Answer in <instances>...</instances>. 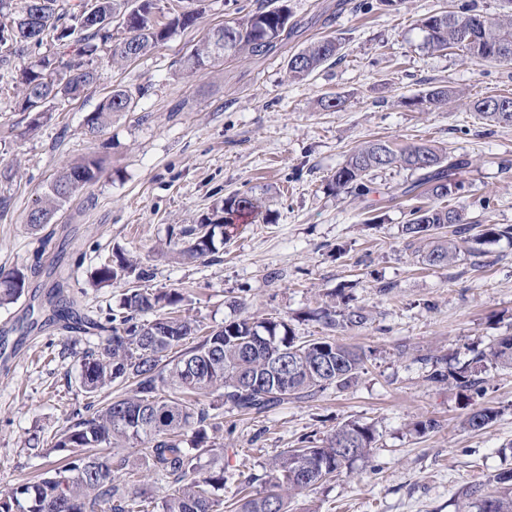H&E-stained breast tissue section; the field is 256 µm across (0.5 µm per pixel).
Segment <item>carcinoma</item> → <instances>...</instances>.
I'll list each match as a JSON object with an SVG mask.
<instances>
[{
	"mask_svg": "<svg viewBox=\"0 0 512 512\" xmlns=\"http://www.w3.org/2000/svg\"><path fill=\"white\" fill-rule=\"evenodd\" d=\"M160 0H97L101 22L92 23L75 5L68 18L57 12V0H25L22 14L11 28L14 33L9 53L0 63L10 65L22 59L32 46L42 44L51 31L57 40L82 44L75 58L64 65L50 55L22 67L18 105L24 112L43 115L47 104L58 98L80 96L95 81L94 55L101 45H111L109 61L127 62L144 56L167 40L176 28H187L195 20L193 12H183L163 26L154 15ZM123 16V34L112 32L105 19ZM288 7L263 6L245 18L224 23V45L206 40L185 54L180 65L192 73L214 65L226 56H262L275 48L288 28ZM424 46L431 51L455 48L470 60L512 63V14L501 18L480 13L459 15L443 11L421 21ZM341 42L323 39L292 54L287 66L290 77L302 80L339 55ZM141 88L122 86L112 90L96 111L85 120L94 134L112 114L136 109ZM451 90L445 86L429 90L423 102L448 103ZM479 119L498 125H512V96H486L470 102ZM399 164L420 173L410 184L395 191L391 199L417 198L427 193L437 199L457 194L464 188L459 179L469 161L445 149L428 144L393 149L377 139L354 149L333 181L338 192L366 190L375 172ZM103 159L88 156L63 167L47 184L37 206L27 214V224L38 228L52 223L72 195L94 184L102 171ZM256 209L247 195L224 201L223 223L231 224ZM402 232L428 241L430 232L451 229L446 240L428 241L423 262L444 267L461 251L478 254L476 244L484 239L511 237L512 229L487 224L478 235H470L478 222L456 206L415 207ZM213 221L205 220L185 232L188 247L179 251L183 259H198L216 252ZM132 269L124 258L117 264H103L95 272L99 283H110L121 272ZM26 277L14 272L0 279V306L10 304L24 292ZM182 302L179 291L151 294L138 288L124 293L119 311L106 323L97 324L96 348L80 353L81 384L91 398L112 389L116 382H129L127 396L107 400L102 406L89 405L90 413L76 414L55 435L54 449L67 455L57 471L34 483H23L0 494V512H218L215 492L224 488V470L204 476L200 459L209 448L208 430L216 427L212 411L228 404L239 412L261 414L291 399H300L330 386L348 387L364 369V354L333 336L299 342L284 320L253 321L242 318L224 324L192 347L171 359L168 352L197 332L194 322L174 311ZM155 314L147 319L145 315ZM311 318L331 332L362 326L368 321L364 309L347 306L339 311L323 308ZM297 359L300 370L288 377V385L275 383L278 361ZM512 368V336L500 338L486 349H472V357L457 366L441 356L432 362L431 378L448 381L466 399L478 392L481 374L490 366ZM198 396L212 398L205 405ZM499 415L493 407H479L469 413L464 427L481 430ZM192 432V447L183 436ZM376 443L375 430L368 424L349 422L319 445L291 448L270 460L264 488L239 501L237 512H288L296 496L314 490L324 475L351 471V465L370 456ZM146 446V471L156 478L178 485L171 494L154 498L141 488L115 482V475L128 471L127 457L118 448ZM459 512H512V468L490 476L488 482L468 486L462 492Z\"/></svg>",
	"mask_w": 512,
	"mask_h": 512,
	"instance_id": "obj_1",
	"label": "carcinoma"
}]
</instances>
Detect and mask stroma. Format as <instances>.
<instances>
[{
  "mask_svg": "<svg viewBox=\"0 0 512 512\" xmlns=\"http://www.w3.org/2000/svg\"><path fill=\"white\" fill-rule=\"evenodd\" d=\"M288 35L264 57L232 56L183 73L180 58L256 0H168L194 10L195 25L121 65L97 51L95 83L75 99L53 101L41 119L15 107L19 62L0 66V273L19 271L26 288L0 307V490L60 465L52 438L88 397L80 359L64 349L80 335L53 318L64 304L102 321L128 288L175 289L182 314L202 331L249 317L285 319L295 336L325 335L308 314L349 301L365 325L337 330L361 349L365 370L334 387L259 416L224 406L204 468H223L220 512H232L244 484L262 489L267 461L333 434L350 421L372 424L376 443L317 489L293 499V512H454L451 501L501 468L512 445V369L488 368L483 395L467 400L431 379L432 356L457 362L472 348L512 336V239L484 241L444 267L422 260L424 244L402 232L412 202L389 194L413 181L401 167L377 171L366 194L337 191L333 175L348 154L375 139L403 149L443 147L470 162L463 194L449 203L486 224L512 225V126H487L469 100L512 94V65L423 49L422 19L443 11L502 12L501 0H286ZM325 37L343 42L338 59L304 80L287 60ZM142 87L132 112L113 114L97 134L87 114L120 87ZM434 86L443 106H411ZM340 98L327 110L323 97ZM107 163L98 181L72 197L54 223L30 230L26 217L62 167L87 155ZM257 211L229 225L215 254L178 255L182 229L210 217L233 194ZM495 205L482 210L480 200ZM121 254L136 271L92 286L95 269ZM499 408L480 431L463 428L472 409ZM436 419L437 429L414 431Z\"/></svg>",
  "mask_w": 512,
  "mask_h": 512,
  "instance_id": "obj_1",
  "label": "stroma"
}]
</instances>
